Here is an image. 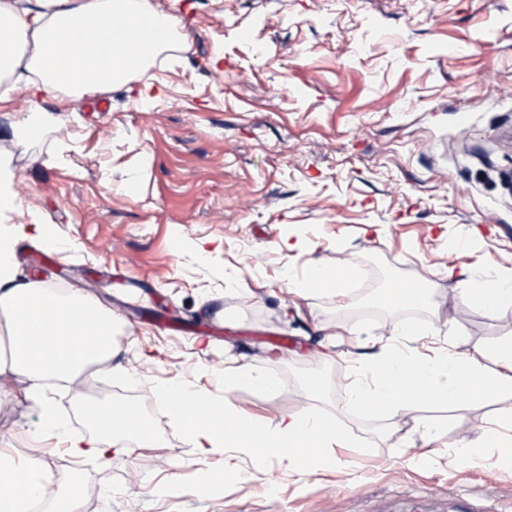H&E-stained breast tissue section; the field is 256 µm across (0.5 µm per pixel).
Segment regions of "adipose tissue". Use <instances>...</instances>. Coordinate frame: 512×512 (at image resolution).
<instances>
[{"label": "adipose tissue", "instance_id": "adipose-tissue-1", "mask_svg": "<svg viewBox=\"0 0 512 512\" xmlns=\"http://www.w3.org/2000/svg\"><path fill=\"white\" fill-rule=\"evenodd\" d=\"M174 17L151 0H0V80L26 78L52 102H65L129 83L144 74L159 51L175 49ZM41 227L0 224V316L7 326V344L0 347V373L30 382V396L42 413L44 426L59 431L46 380H73L89 366L112 373L115 322L93 296L81 290L67 297L52 293L39 280L19 274L15 249L19 240L48 238ZM463 299L495 312L512 303V274L460 280ZM365 382L356 384L359 405H379L391 414L410 411L422 402L462 406L512 393V339L487 350L448 352L429 360L395 346L363 367ZM173 420L200 452L218 448L235 452L250 447L237 415L226 403L181 383H165ZM93 430L68 439L74 458L108 457L116 429L144 432L127 410L94 403L83 406ZM264 454L287 463L322 467L332 461V443L343 440L312 409L284 416L265 432ZM24 491H17V483ZM42 468L30 462L18 468L0 459V512H31L35 500L46 497Z\"/></svg>", "mask_w": 512, "mask_h": 512}]
</instances>
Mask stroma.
<instances>
[{
  "label": "stroma",
  "instance_id": "35a3bbf8",
  "mask_svg": "<svg viewBox=\"0 0 512 512\" xmlns=\"http://www.w3.org/2000/svg\"><path fill=\"white\" fill-rule=\"evenodd\" d=\"M153 2L176 17L183 49L109 91V111L85 95L32 138L7 130L36 97L10 98L0 144L23 203L12 222L51 234L19 242L18 270L111 311L114 361L130 375L100 376L105 400L121 407L138 390L162 412L159 438L67 462L63 443L37 439L28 380L6 372L0 454L54 472L42 512L75 484L91 491L85 512H457L461 500L512 512L497 443L479 466L453 455L512 418V393L396 417L351 403L395 326H415L404 342L424 357L512 337V304L487 314L456 278L512 269V0ZM244 187L253 209L239 206ZM315 264L350 268L349 287L296 292ZM411 280L431 284L433 304H381ZM241 365L280 389L225 388ZM171 380L268 424L309 407L349 439L320 469L203 454L165 413L158 388ZM47 393L68 434L88 432L72 388ZM429 428L438 454L422 460ZM229 465L245 480L202 485Z\"/></svg>",
  "mask_w": 512,
  "mask_h": 512
}]
</instances>
